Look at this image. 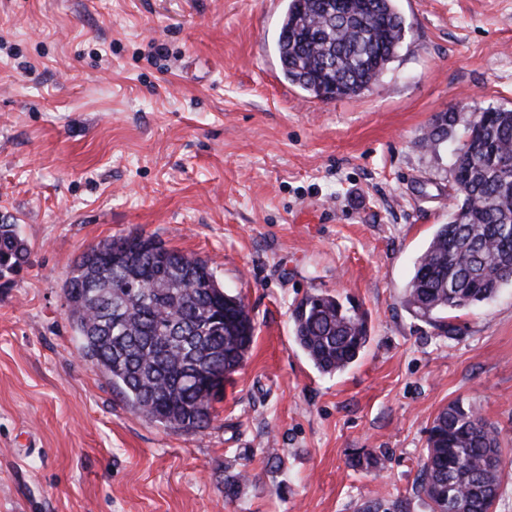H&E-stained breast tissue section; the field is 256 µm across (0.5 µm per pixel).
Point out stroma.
Masks as SVG:
<instances>
[{
    "label": "stroma",
    "mask_w": 512,
    "mask_h": 512,
    "mask_svg": "<svg viewBox=\"0 0 512 512\" xmlns=\"http://www.w3.org/2000/svg\"><path fill=\"white\" fill-rule=\"evenodd\" d=\"M287 0H0V224L29 249L0 278V512H357L414 492L427 430L462 401L501 433L512 512V287L441 335L405 302L450 221L463 124L512 109V0H399L380 82L321 101L275 53ZM462 119L438 147L435 119ZM151 236L208 260L255 323L199 431L132 411L78 350L64 282L100 242ZM351 302L360 359L318 373L291 310ZM385 459L367 472L361 453ZM247 481L237 496L224 483Z\"/></svg>",
    "instance_id": "stroma-1"
}]
</instances>
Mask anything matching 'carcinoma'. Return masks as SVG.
Returning a JSON list of instances; mask_svg holds the SVG:
<instances>
[{"label":"carcinoma","mask_w":512,"mask_h":512,"mask_svg":"<svg viewBox=\"0 0 512 512\" xmlns=\"http://www.w3.org/2000/svg\"><path fill=\"white\" fill-rule=\"evenodd\" d=\"M289 0L275 47L288 83L323 98L358 97L379 83L405 40L395 0ZM459 113H444L428 137L445 141ZM457 193L452 219L417 258L406 293L415 316L453 335V313L475 307L512 284V110L479 113L450 165ZM113 238L76 260L65 281L79 352L100 367L131 410L174 430L212 421V402L242 366L255 324L243 301L216 286L208 262L173 248L159 259L123 252ZM16 225L0 224V276L27 261ZM297 345L322 374L341 372L369 342L363 315L317 292L291 313ZM504 462L500 432L457 401L428 429L417 493L432 512H493ZM403 498L367 501L359 512H408Z\"/></svg>","instance_id":"obj_1"}]
</instances>
